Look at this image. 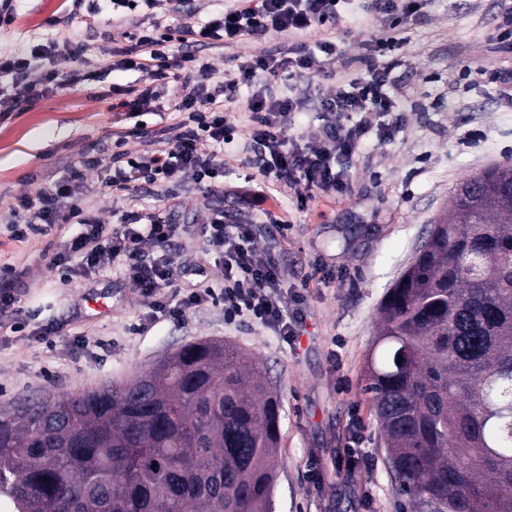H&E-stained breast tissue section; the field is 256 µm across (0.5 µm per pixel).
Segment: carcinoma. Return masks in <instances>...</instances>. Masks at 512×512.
<instances>
[{"label": "carcinoma", "instance_id": "obj_1", "mask_svg": "<svg viewBox=\"0 0 512 512\" xmlns=\"http://www.w3.org/2000/svg\"><path fill=\"white\" fill-rule=\"evenodd\" d=\"M457 186L388 289L364 390L407 512H512V164ZM402 361H397V358ZM280 402L201 338L0 418L11 512H274Z\"/></svg>", "mask_w": 512, "mask_h": 512}]
</instances>
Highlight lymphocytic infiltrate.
<instances>
[{
  "label": "lymphocytic infiltrate",
  "mask_w": 512,
  "mask_h": 512,
  "mask_svg": "<svg viewBox=\"0 0 512 512\" xmlns=\"http://www.w3.org/2000/svg\"><path fill=\"white\" fill-rule=\"evenodd\" d=\"M113 15L141 10L144 24L125 33L127 48L113 51L107 65L114 71H136L140 79L129 89H113V111L133 118L138 112L172 111L173 123L149 130L134 125L130 134L150 139L154 150L129 157L116 152L111 164L86 153L74 165L41 179L34 192L18 198L10 223L11 239L22 242L33 234L78 225L65 241L54 264L68 279H86L112 267H120L134 291L152 301L153 313L174 319L190 310L220 304L224 321L248 322L269 329L285 343L300 336L306 319L304 296L286 284L285 267L258 244L255 224L241 215L226 214L223 207L209 208L202 227V247L224 269V286L204 283L207 271L175 259L189 232L159 213L127 210L117 225L100 219L92 205L95 191L127 200L138 196L144 184L164 182L194 184L206 193L224 184V145L236 127L224 111L237 99L241 87L256 78L268 82L307 77L317 58L335 59L338 44L332 29L343 18L342 0H239L236 6L197 23L188 0H109ZM426 0H366L365 9L381 15L387 27L367 41V76L344 74L334 91L309 102L295 95L270 91L253 95L247 105L250 124L246 146L263 176L264 189L252 191L253 206L268 198V187L292 190L298 207H306L313 193L329 196L348 188L346 165L358 155L370 134L387 139L392 127L379 126L376 117L395 111L396 102L387 86L392 64L386 55L398 44L404 25L416 16ZM170 24H161V17ZM316 31L315 43L303 42L305 33ZM287 36L275 55L238 61L224 81L215 83L195 53V46L233 43L248 37L263 40ZM0 75L10 76L13 93L0 100V117L25 110L44 98L95 80L98 72L88 65L79 46L54 42L34 46L30 53L0 55ZM181 83L182 94L163 103L157 81ZM315 109L321 125L310 136L288 135L292 115ZM96 183H89V174Z\"/></svg>",
  "instance_id": "lymphocytic-infiltrate-1"
}]
</instances>
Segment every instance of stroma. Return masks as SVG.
<instances>
[{"mask_svg": "<svg viewBox=\"0 0 512 512\" xmlns=\"http://www.w3.org/2000/svg\"><path fill=\"white\" fill-rule=\"evenodd\" d=\"M506 0H427L409 21L405 43L392 53L388 86L397 125L387 141L369 137L347 165L349 193L316 195L297 209L292 191L278 193L256 212L255 222L287 218L288 236H262L304 286L305 331L289 345L271 332L224 326L221 306H204L183 319L152 318L150 299L133 293L120 270L84 282L62 279L53 260L62 247L55 235L10 239L3 222L18 197L33 191L36 175L78 163L90 146L110 157V136L119 127L112 90L134 84V72L106 70L112 50L125 44L122 26L102 0L94 27L69 0H14L15 21L0 26V54L24 52L55 40L79 45L83 57L101 65L99 79L38 101L0 122V265L30 268L32 278L18 301L27 324L52 320L54 341L37 342L25 332L0 335V415L25 400L52 399L75 389L119 385L147 371L177 347L200 339L233 344L243 360L266 373L281 400L276 512H402L385 466L383 433L363 393L367 354L377 338L383 297L411 261L416 248L448 207L459 182L480 171L512 163V84L491 82L512 72V47L494 37ZM385 21L355 0L338 29L342 53L335 73L359 72L366 39L381 35ZM282 37L242 38L200 54L214 80H223L235 59L277 53ZM245 88L227 110L239 133L224 152V208L239 212L260 181L246 164L243 129L248 124ZM172 190L155 184L123 201L106 192L93 197L102 221L119 223L123 211L166 204ZM192 236L182 257L204 265L212 287L224 285L199 237L204 212L186 207L175 214ZM106 297L99 313L91 298Z\"/></svg>", "mask_w": 512, "mask_h": 512, "instance_id": "stroma-1", "label": "stroma"}]
</instances>
